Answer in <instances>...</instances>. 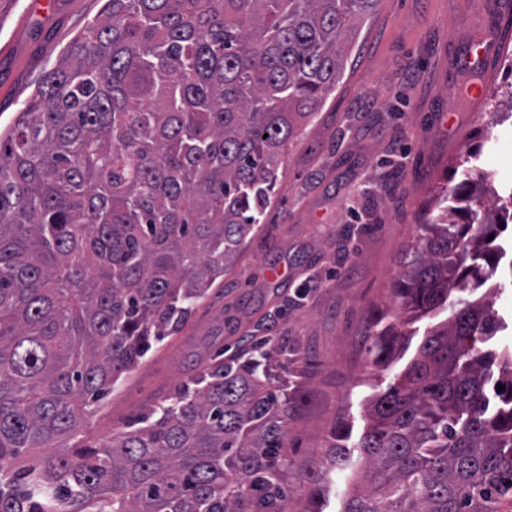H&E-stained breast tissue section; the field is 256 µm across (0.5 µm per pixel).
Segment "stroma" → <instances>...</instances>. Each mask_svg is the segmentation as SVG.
<instances>
[{
	"label": "stroma",
	"instance_id": "obj_1",
	"mask_svg": "<svg viewBox=\"0 0 512 512\" xmlns=\"http://www.w3.org/2000/svg\"><path fill=\"white\" fill-rule=\"evenodd\" d=\"M0 0V128L35 91L62 49L97 18L102 0ZM512 11L480 0H379L358 21L336 91L303 126L279 169L278 199L224 282L186 326L156 343L102 401L87 429H126L217 352L256 342L295 347L314 364L294 374L306 396L289 431L300 456L321 462L326 432L343 417L352 437L385 388L369 371L363 332L389 303L402 248L473 147L501 190L512 182L490 161L501 127L497 97L512 83Z\"/></svg>",
	"mask_w": 512,
	"mask_h": 512
}]
</instances>
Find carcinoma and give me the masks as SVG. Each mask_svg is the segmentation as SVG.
I'll use <instances>...</instances> for the list:
<instances>
[{"instance_id": "carcinoma-1", "label": "carcinoma", "mask_w": 512, "mask_h": 512, "mask_svg": "<svg viewBox=\"0 0 512 512\" xmlns=\"http://www.w3.org/2000/svg\"><path fill=\"white\" fill-rule=\"evenodd\" d=\"M377 2L105 0L0 132V512H319L334 468L350 470L342 512L512 504V349L491 347L507 324L495 294L463 297L506 255L512 191L489 192L471 153L402 250L397 309L371 313L374 373L409 326L449 315L356 443L338 418L320 464L293 457L303 401L269 351L205 366L135 429L84 435L99 397L234 267Z\"/></svg>"}]
</instances>
